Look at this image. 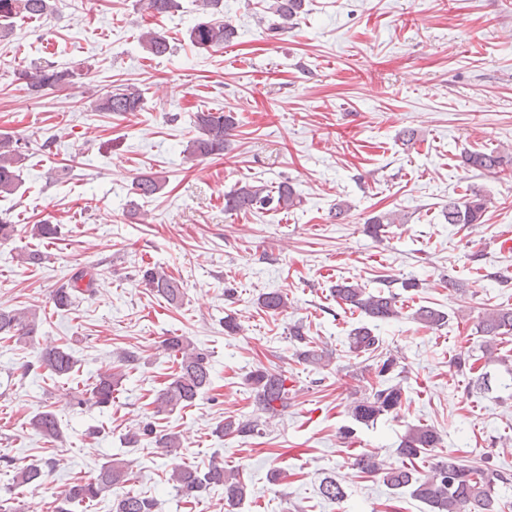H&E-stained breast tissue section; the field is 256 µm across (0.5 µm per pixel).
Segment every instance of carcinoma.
Returning <instances> with one entry per match:
<instances>
[{
	"label": "carcinoma",
	"instance_id": "obj_1",
	"mask_svg": "<svg viewBox=\"0 0 512 512\" xmlns=\"http://www.w3.org/2000/svg\"><path fill=\"white\" fill-rule=\"evenodd\" d=\"M146 9L154 15L174 13L181 8L179 0H144ZM304 0H271L266 12L276 17L269 30L285 31L294 25V21L303 12ZM51 11L49 0H0V37L10 33V22L18 16L41 17ZM236 37V29L229 23L206 19L196 23L189 33V39L200 49L222 48ZM139 43L143 51L153 57L165 55L169 42L158 32L147 30L140 34ZM74 72L57 69L53 66H36L19 73L33 90L44 87L63 86L71 82ZM141 90L134 85H126L107 92L97 99V108L101 112L126 113L142 108ZM194 125L198 136L187 145L186 152L192 158L206 159L222 156L228 149L230 131L235 122L232 116L223 112L200 111L194 116ZM26 154L22 150V140L10 135L0 134V196L14 194L19 187L20 167ZM464 163L475 170L495 173L503 164V157L492 152H472L465 156ZM162 178L156 173L143 174L133 181L134 193L142 198L154 196L161 188ZM297 205L295 193L290 185L282 183L276 191L266 185H240L224 194V209L227 211L247 212L252 210L288 211ZM487 209V201L475 194L461 202H450L444 211L449 224H477ZM402 218L396 213H384L367 218L364 232L373 238L381 237L389 224H400ZM106 271L97 269L94 264H84L76 268L69 280L55 289L52 301L56 309L69 310L77 299L95 293L97 281ZM140 283L163 298L170 305L183 301L184 292L180 281L159 266H147L140 270ZM407 292L418 287L414 278L398 280L386 276L380 280V286L368 291L357 284L345 281L336 283L332 294L336 302L343 304L352 312L375 321L387 322L401 314L402 296L394 291V285ZM259 304L267 312L279 314L288 307V298L278 290H270L260 295ZM412 319L425 327L438 329L448 324V314L439 308L421 305L412 313ZM38 327V315L34 309L0 308V335L17 342H25L34 335ZM478 332L488 337L484 341L483 356L490 363L506 366L512 374L508 359L497 354L496 339L512 332V309L493 308L486 311L478 323ZM290 339L304 345L298 351L300 359L311 365L326 366L330 355L312 345L305 336L303 326L291 327ZM348 349L357 355L371 354L375 357L374 373L378 384L371 392L355 397L349 404L352 418L362 424L373 423L378 418L397 412L403 402L404 389L400 383L393 382V373L398 367L397 358L382 349V341L371 328L361 324L350 329ZM166 347L179 356L178 371L171 375L166 386L161 389L155 400L154 413L169 414L178 408L191 405L209 389L212 383V367L209 355L198 350L182 336H169ZM471 356L459 353L452 360L457 371L473 374L470 387L487 390L488 373L474 374ZM71 350L64 344L51 345L37 354L36 364L60 378L69 376L75 367ZM288 376L282 372L258 368L246 376V384L254 393L256 410L264 414H282L288 410L292 399V389L287 386ZM120 383V377L108 367L87 384L77 397V405H92L100 409L112 407L114 393ZM32 428L44 438L55 441L61 437V428L56 415L51 411L36 413L31 419ZM260 421L241 420L231 416L216 428L221 436L233 435L251 437L260 433ZM125 443L131 448L153 446L163 453L171 455L182 449L178 434L163 433L147 423L128 431ZM441 442L439 433L432 427L416 426L402 437L397 454L410 461L427 451L438 447ZM354 465L361 472L378 477L383 484L395 489L406 490L416 500L428 506V512H498V500L495 487L507 484L512 479L490 463L472 466L462 463L453 456L436 461L427 472H420L406 465L396 466L381 459L374 452L359 454ZM43 472L36 465L17 468L16 483L31 486L41 481ZM131 481L128 463L113 460L101 466L95 478L87 482H77L68 487L65 497L55 507V512H73V507L96 500L106 491L124 487ZM169 481L173 484L176 496L182 499H197L201 492L215 487L224 489V502L234 509L247 496V486L234 473L224 472V466L212 464L201 470L195 466L178 467L172 471ZM320 494L329 501H338L345 497L343 487L332 477H325L319 485ZM158 501L155 497L142 492L128 490L118 496L112 504V512H157Z\"/></svg>",
	"mask_w": 512,
	"mask_h": 512
}]
</instances>
